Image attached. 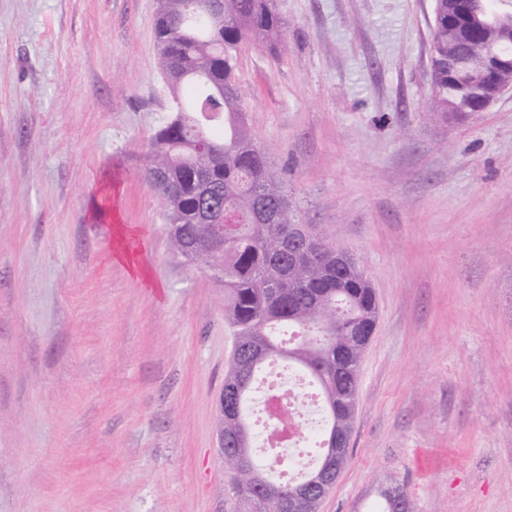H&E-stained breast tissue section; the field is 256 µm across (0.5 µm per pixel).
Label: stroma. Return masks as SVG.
Listing matches in <instances>:
<instances>
[{
    "instance_id": "1",
    "label": "stroma",
    "mask_w": 512,
    "mask_h": 512,
    "mask_svg": "<svg viewBox=\"0 0 512 512\" xmlns=\"http://www.w3.org/2000/svg\"><path fill=\"white\" fill-rule=\"evenodd\" d=\"M158 0H0V512H241L224 290L168 256L146 150ZM235 54L299 222L378 314L320 512H512V93L429 119L433 0H277ZM128 259L116 261L120 249ZM381 504L375 512H391L390 508L399 512H416V506L406 487L402 483H392L380 491Z\"/></svg>"
}]
</instances>
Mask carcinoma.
Returning a JSON list of instances; mask_svg holds the SVG:
<instances>
[{"label": "carcinoma", "mask_w": 512, "mask_h": 512, "mask_svg": "<svg viewBox=\"0 0 512 512\" xmlns=\"http://www.w3.org/2000/svg\"><path fill=\"white\" fill-rule=\"evenodd\" d=\"M189 0H165L156 22V67L169 83L171 111L150 143L146 176L165 204V230L171 256L206 269L224 287V318L233 328L234 349H260L264 357L241 373L230 369L224 389L238 392V411L248 428L257 422L249 402L255 383L278 360H286L308 380L322 403L323 427L314 440L323 464L338 438L352 432L360 366L375 326L376 303L359 264L336 271V245L324 241L312 257H288V225L297 222L283 178L269 152L250 134L242 93L234 80V52L243 40L278 47L285 28L276 0H196L199 19H187ZM431 88L434 112L448 121V53L457 48L448 37V0H434ZM234 224H207L202 216L200 180ZM246 457L248 474L260 482L236 481L234 497L263 512H277L275 494L297 490V481L274 479L271 461L249 448L224 455ZM375 512H416L402 483L380 491Z\"/></svg>", "instance_id": "cac0c4a2"}]
</instances>
